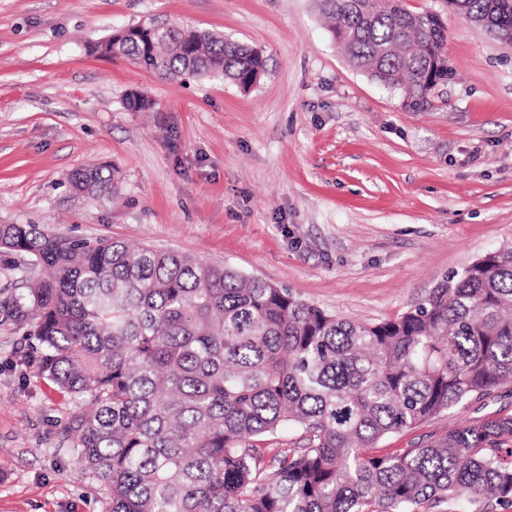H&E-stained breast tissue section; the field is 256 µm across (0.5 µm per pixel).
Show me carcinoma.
I'll list each match as a JSON object with an SVG mask.
<instances>
[{
    "instance_id": "cac0c4a2",
    "label": "carcinoma",
    "mask_w": 512,
    "mask_h": 512,
    "mask_svg": "<svg viewBox=\"0 0 512 512\" xmlns=\"http://www.w3.org/2000/svg\"><path fill=\"white\" fill-rule=\"evenodd\" d=\"M497 40L512 0H454ZM348 62L433 107L448 84L446 26L390 0H318ZM152 39L100 43L160 78L261 81L258 49L157 24ZM73 190L117 194L116 171L80 168ZM0 251L44 271L0 297V319L32 327L30 359L89 399L75 427L80 464L105 512H419L428 503L488 512L512 503V414L408 448L380 442L512 383V248L443 278L400 317L359 324L227 266L120 240L0 224ZM286 427L299 448L257 443Z\"/></svg>"
}]
</instances>
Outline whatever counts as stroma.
I'll list each match as a JSON object with an SVG mask.
<instances>
[{
	"instance_id": "35a3bbf8",
	"label": "stroma",
	"mask_w": 512,
	"mask_h": 512,
	"mask_svg": "<svg viewBox=\"0 0 512 512\" xmlns=\"http://www.w3.org/2000/svg\"><path fill=\"white\" fill-rule=\"evenodd\" d=\"M405 4L447 25L456 75L428 112L351 66L316 0H0V224L226 264L353 322L400 317L512 247V46L444 0ZM150 16L254 46L267 73L245 91L88 53ZM134 91L154 111H131ZM88 166L119 169L115 197L72 192ZM34 342L0 322V512H104L74 452L87 404L37 375ZM494 412L511 390L382 445Z\"/></svg>"
}]
</instances>
